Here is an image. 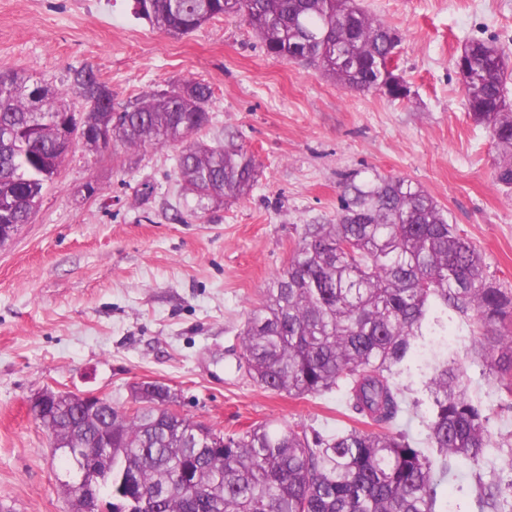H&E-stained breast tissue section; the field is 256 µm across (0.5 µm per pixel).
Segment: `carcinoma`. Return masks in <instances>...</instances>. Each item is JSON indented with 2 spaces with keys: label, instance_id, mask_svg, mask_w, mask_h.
Segmentation results:
<instances>
[{
  "label": "carcinoma",
  "instance_id": "obj_1",
  "mask_svg": "<svg viewBox=\"0 0 512 512\" xmlns=\"http://www.w3.org/2000/svg\"><path fill=\"white\" fill-rule=\"evenodd\" d=\"M134 14L172 36L195 32L226 14L242 16L268 54L306 55L344 89L408 95L394 74L399 37L357 0H134ZM467 110L490 134L501 160L496 180L512 185V104L504 87L512 65L498 47L473 40L463 49ZM75 110L64 93L15 71L0 72V224H26L57 176L67 151L59 127L82 112L74 132L108 148L182 146L184 189L198 206L248 198L258 163L233 133L210 145L191 136L211 120V87L188 81L117 111L106 82L91 69L73 71ZM333 224H306L288 266L265 288L240 333L239 367L266 390L296 398L333 389L374 427L355 426L308 439L299 424L265 423L224 434L206 448L200 423L171 411L173 393L144 390L130 414L112 408V430L80 411L71 395L55 401L41 423L65 449L70 430L85 446L112 443V485L98 512H436L440 484L455 477L451 459L477 464L494 441L489 417L461 384L462 368L446 358L431 366L432 458L399 423L406 399L395 376L422 335L447 331L448 311L472 320L473 354L494 377L512 376V289L490 280L480 252L461 237L447 212L404 177L343 176ZM191 471L184 492L163 494L171 474ZM482 506L512 512V479H478Z\"/></svg>",
  "mask_w": 512,
  "mask_h": 512
}]
</instances>
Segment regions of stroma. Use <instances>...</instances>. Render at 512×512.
Instances as JSON below:
<instances>
[{
    "label": "stroma",
    "instance_id": "obj_1",
    "mask_svg": "<svg viewBox=\"0 0 512 512\" xmlns=\"http://www.w3.org/2000/svg\"><path fill=\"white\" fill-rule=\"evenodd\" d=\"M401 38V100L341 89L320 69L269 56L243 18L224 16L182 37L135 18L131 0H0V71L22 70L68 91L71 70L93 71L122 109L186 81L213 90L207 143L233 132L259 163L243 201L197 208L183 195L178 147L90 152L75 146L29 224L0 246V512H70L68 481L34 419L32 395L95 392L131 406L156 381L177 409L224 432L299 423L330 436L359 423L342 392L274 393L237 368L239 334L304 225L336 217L342 174L401 176L429 192L482 253L491 279L512 288V187L488 130L465 110L455 59L474 40L512 59V0H358ZM467 320L419 339L398 382L403 424L426 448L433 355L464 368L470 397L502 451L485 478L512 477V395L472 355ZM439 512H477L474 465L453 462Z\"/></svg>",
    "mask_w": 512,
    "mask_h": 512
}]
</instances>
